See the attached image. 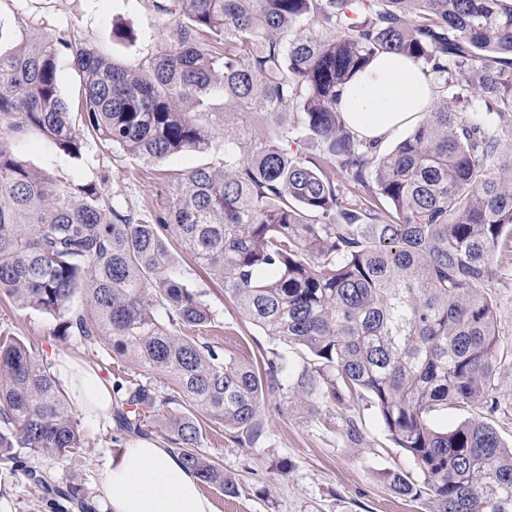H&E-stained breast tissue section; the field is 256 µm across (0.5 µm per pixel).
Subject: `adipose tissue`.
I'll return each instance as SVG.
<instances>
[{
  "mask_svg": "<svg viewBox=\"0 0 512 512\" xmlns=\"http://www.w3.org/2000/svg\"><path fill=\"white\" fill-rule=\"evenodd\" d=\"M436 91L412 59L382 54L358 72L341 97L349 126L366 139L384 140L417 125ZM53 371L69 397L90 418L109 419L112 390L93 367L56 356ZM103 512H214L197 476L173 449L142 439L131 443L104 472Z\"/></svg>",
  "mask_w": 512,
  "mask_h": 512,
  "instance_id": "obj_1",
  "label": "adipose tissue"
}]
</instances>
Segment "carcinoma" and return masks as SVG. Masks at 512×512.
Returning <instances> with one entry per match:
<instances>
[{
	"label": "carcinoma",
	"mask_w": 512,
	"mask_h": 512,
	"mask_svg": "<svg viewBox=\"0 0 512 512\" xmlns=\"http://www.w3.org/2000/svg\"><path fill=\"white\" fill-rule=\"evenodd\" d=\"M152 6L175 19L134 66L24 29L0 50V295L59 316L62 336L166 375L168 394L128 387L118 428L143 435L165 414V439L186 467L226 494L237 484L201 452L199 415L253 444L269 391L319 405L356 393L423 476L390 471L392 491L427 497L430 512H512V448L495 428L428 420L437 407H496L489 290L494 255L512 250V0ZM64 50L80 76L74 107L59 89ZM384 53L420 63L442 94L382 153L347 125L340 99ZM450 85L460 92L448 95ZM215 95L234 112L269 116L251 150L212 111ZM21 133L75 159L92 140L144 164L220 143L223 166L185 171L167 209L137 211L114 205L96 181L65 185L28 167L11 144ZM291 135L316 153L288 152ZM338 175L362 199L346 202ZM173 240L265 335L305 352L292 375L275 353L255 367L182 333L214 318L177 273ZM85 440L52 363L0 336V460L64 455ZM53 492L90 510L73 479Z\"/></svg>",
	"instance_id": "cac0c4a2"
}]
</instances>
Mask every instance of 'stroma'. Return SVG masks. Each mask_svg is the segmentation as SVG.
<instances>
[{
    "instance_id": "35a3bbf8",
    "label": "stroma",
    "mask_w": 512,
    "mask_h": 512,
    "mask_svg": "<svg viewBox=\"0 0 512 512\" xmlns=\"http://www.w3.org/2000/svg\"><path fill=\"white\" fill-rule=\"evenodd\" d=\"M26 23L36 32L76 37L93 43L116 61L133 65L154 52L162 38L150 0H0V28L12 31ZM125 31L127 39L116 38ZM19 157L31 168L62 183L99 182L105 195L136 209L163 210L180 173L200 164L222 167L224 152H184L146 166L117 152L90 145L74 159L33 135L16 139ZM501 272L490 295L497 315V347L512 349V257L496 256ZM177 267L184 280L204 294L215 323L197 341L215 347L225 356L257 363L279 353L289 368L298 367L303 355L294 347L265 336L241 314L225 295L222 284L212 280L185 250L177 252ZM53 316L20 309L0 297V333L22 339L40 358L65 354L96 368L101 377L119 388L132 382H150L163 388L165 379L146 371L107 348H90L80 341L57 336ZM495 410L437 409L431 414L438 427H454L464 419L481 416L493 425L506 445H512V360L497 365ZM263 435L253 444L236 442L221 424L204 420L202 449L217 460L238 485L228 496L211 487L204 494L215 512H427L426 501H412L395 494L384 480L389 471L418 478L414 459L395 448L376 408L368 399L353 395L342 403L317 406L291 403L273 393L261 401ZM355 420L358 438L347 433ZM87 445L64 456L25 453L27 466L47 473L57 482L77 479L93 499L102 494V474L109 462L130 442L115 423L82 419ZM287 462V474L278 471ZM0 512H63L29 479L25 468L0 462Z\"/></svg>"
}]
</instances>
